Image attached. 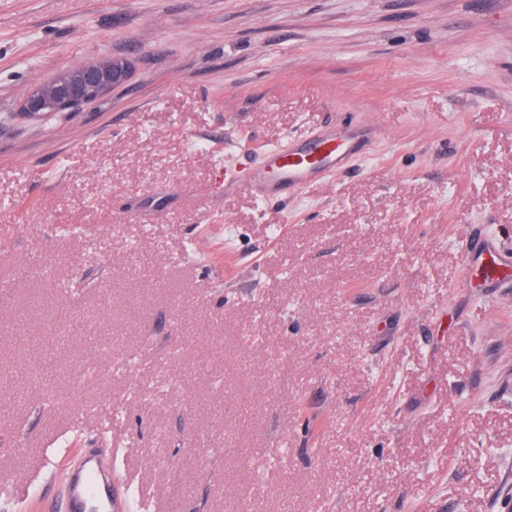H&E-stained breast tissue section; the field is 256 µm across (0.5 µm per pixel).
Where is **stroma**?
<instances>
[{
  "instance_id": "stroma-1",
  "label": "stroma",
  "mask_w": 512,
  "mask_h": 512,
  "mask_svg": "<svg viewBox=\"0 0 512 512\" xmlns=\"http://www.w3.org/2000/svg\"><path fill=\"white\" fill-rule=\"evenodd\" d=\"M112 56L109 96L22 112ZM327 125L347 170L237 180ZM497 253L512 0H0V469L82 422L0 512H54L111 411L151 512H512ZM86 105L85 97L63 96L57 92L54 82L38 86L23 104L25 112H72Z\"/></svg>"
}]
</instances>
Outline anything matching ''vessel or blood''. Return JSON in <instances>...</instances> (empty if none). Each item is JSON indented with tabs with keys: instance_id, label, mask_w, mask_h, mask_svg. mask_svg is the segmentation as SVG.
Wrapping results in <instances>:
<instances>
[{
	"instance_id": "1",
	"label": "vessel or blood",
	"mask_w": 512,
	"mask_h": 512,
	"mask_svg": "<svg viewBox=\"0 0 512 512\" xmlns=\"http://www.w3.org/2000/svg\"><path fill=\"white\" fill-rule=\"evenodd\" d=\"M352 157L347 130L307 136L303 145L280 144L267 149L260 166L244 179L264 199L276 196L286 185L308 187L342 169ZM116 468L98 449L84 452L71 468L64 500L66 512H130L132 505L119 492Z\"/></svg>"
}]
</instances>
